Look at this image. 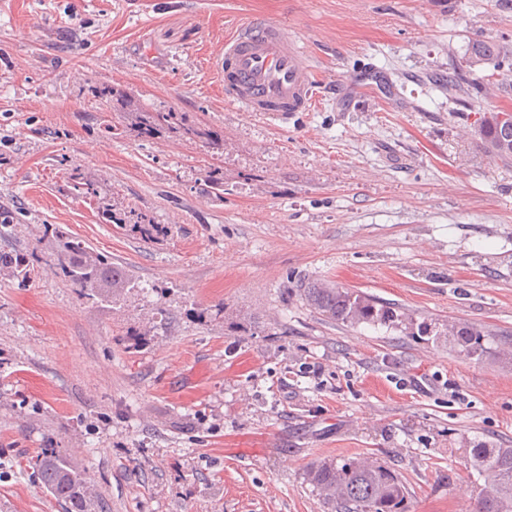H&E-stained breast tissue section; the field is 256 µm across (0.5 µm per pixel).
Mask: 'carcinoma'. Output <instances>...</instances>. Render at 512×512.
Masks as SVG:
<instances>
[{
    "mask_svg": "<svg viewBox=\"0 0 512 512\" xmlns=\"http://www.w3.org/2000/svg\"><path fill=\"white\" fill-rule=\"evenodd\" d=\"M499 55L496 45L475 39L470 44L469 66H481ZM162 127L190 134L208 145L215 139L207 127L185 126L182 114L172 110L147 112L139 125L144 137L153 136ZM477 135L495 158L506 163L512 160V121L502 119V113L485 114ZM71 190L85 201L98 197L97 187L81 181L75 173L71 175ZM131 228L145 240L154 239L159 232V226L142 215L132 219ZM37 268L60 276L85 300H95L106 292L117 296L124 289L134 287L126 269L112 265L59 226L51 229V246L47 250L35 245L25 251L0 252V269L15 277L27 279ZM298 293L309 307L342 325L400 326L412 336L430 334L429 325H416L405 313L358 290L327 282H308L301 285ZM444 335L448 336V344L465 356L486 352L483 332L472 325L448 324ZM468 463L477 478L483 480L470 512H512V447L490 448L480 443L468 449ZM29 467L42 485L65 505V512H96L97 503L87 477L60 449H41L29 460ZM305 478L322 502L337 512H365L367 508L374 512H409L407 486L389 466L372 455L344 458L339 462L316 461L306 470Z\"/></svg>",
    "mask_w": 512,
    "mask_h": 512,
    "instance_id": "1",
    "label": "carcinoma"
}]
</instances>
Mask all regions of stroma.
<instances>
[{
    "label": "stroma",
    "mask_w": 512,
    "mask_h": 512,
    "mask_svg": "<svg viewBox=\"0 0 512 512\" xmlns=\"http://www.w3.org/2000/svg\"><path fill=\"white\" fill-rule=\"evenodd\" d=\"M250 19L304 45L314 111L225 105L208 57ZM475 38L500 57L469 67ZM169 110L218 146L140 137ZM489 110L512 113V0H0V204L21 214L0 251L58 225L135 281L86 301L0 271V512H65L28 466L48 446L101 512H329L306 467L366 452L410 512H468L467 449L512 447V162L477 143ZM74 173L168 236L110 222ZM316 280L431 333L331 321L297 293ZM454 320L487 353L451 349Z\"/></svg>",
    "instance_id": "1"
}]
</instances>
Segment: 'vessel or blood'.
<instances>
[{
  "label": "vessel or blood",
  "mask_w": 512,
  "mask_h": 512,
  "mask_svg": "<svg viewBox=\"0 0 512 512\" xmlns=\"http://www.w3.org/2000/svg\"><path fill=\"white\" fill-rule=\"evenodd\" d=\"M213 58L225 102L243 111L285 116L309 111L315 102L311 59L280 25L239 23L225 35L222 49Z\"/></svg>",
  "instance_id": "b4317fda"
}]
</instances>
